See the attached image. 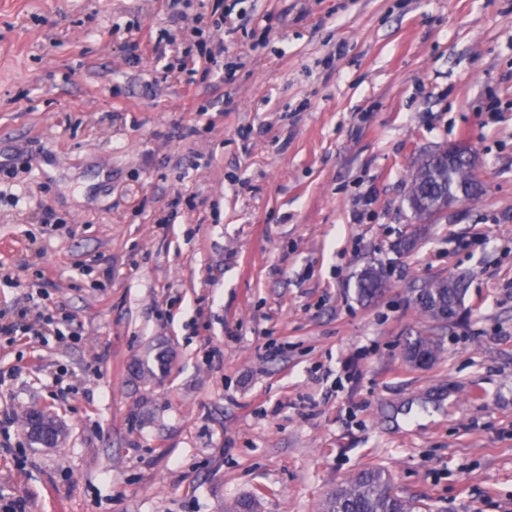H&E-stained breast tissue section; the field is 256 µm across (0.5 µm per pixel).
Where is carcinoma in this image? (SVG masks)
Listing matches in <instances>:
<instances>
[{
	"label": "carcinoma",
	"mask_w": 512,
	"mask_h": 512,
	"mask_svg": "<svg viewBox=\"0 0 512 512\" xmlns=\"http://www.w3.org/2000/svg\"><path fill=\"white\" fill-rule=\"evenodd\" d=\"M482 186L473 175L472 162L466 154L460 155L448 166L438 154L424 159L413 179L409 201L412 209L421 216H433L458 200L465 202L478 197ZM383 281L372 269L363 271L357 280V293L363 299L375 297ZM464 281L459 277H436L418 289L414 306L419 314L436 322L443 321V307H461ZM420 352L434 360L439 352L438 341L433 336H417L407 342L406 356L414 361ZM47 434L32 439L46 447L56 444L61 427L55 416L44 414ZM417 506L393 493L389 480L380 470H365L346 485L338 488L329 498L323 512H416Z\"/></svg>",
	"instance_id": "obj_1"
}]
</instances>
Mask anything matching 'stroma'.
Segmentation results:
<instances>
[{
	"label": "stroma",
	"mask_w": 512,
	"mask_h": 512,
	"mask_svg": "<svg viewBox=\"0 0 512 512\" xmlns=\"http://www.w3.org/2000/svg\"><path fill=\"white\" fill-rule=\"evenodd\" d=\"M231 7L201 37L222 68L186 61L196 15ZM183 11L0 0V492L320 512L375 468L420 512H512V0ZM454 144L485 192L420 218L417 167ZM368 268L385 287L363 300ZM452 274L463 320L420 317L416 289ZM420 333L426 368L404 356ZM32 406L56 447L29 442ZM420 352L428 354L429 358L434 362L439 352L437 339L434 336H416L410 339L406 347L407 359L413 363L414 356Z\"/></svg>",
	"instance_id": "35a3bbf8"
}]
</instances>
